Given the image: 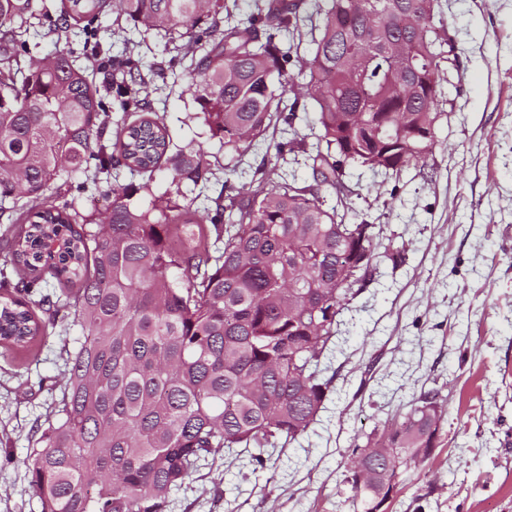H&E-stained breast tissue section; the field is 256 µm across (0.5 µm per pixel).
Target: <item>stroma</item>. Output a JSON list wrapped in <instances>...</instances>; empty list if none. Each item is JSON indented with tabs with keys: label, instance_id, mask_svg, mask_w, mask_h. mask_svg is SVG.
<instances>
[{
	"label": "stroma",
	"instance_id": "obj_1",
	"mask_svg": "<svg viewBox=\"0 0 512 512\" xmlns=\"http://www.w3.org/2000/svg\"><path fill=\"white\" fill-rule=\"evenodd\" d=\"M460 79L445 87L442 148L425 168L384 178L348 170L355 209L403 252L384 262L341 317L333 395L308 436L270 450L263 471L230 454L175 489L167 512H349L343 483L355 435L405 413L421 388L448 413L434 455L405 474L390 512H512V0H441ZM150 98L173 142L224 151L191 94L172 83L173 45L142 34ZM0 348V512H41L28 448L45 423L64 348Z\"/></svg>",
	"mask_w": 512,
	"mask_h": 512
}]
</instances>
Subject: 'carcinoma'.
<instances>
[{"label":"carcinoma","instance_id":"obj_1","mask_svg":"<svg viewBox=\"0 0 512 512\" xmlns=\"http://www.w3.org/2000/svg\"><path fill=\"white\" fill-rule=\"evenodd\" d=\"M181 43L187 91L238 173L264 150L249 183L213 176L201 147L172 149L143 82V58L112 53L99 20ZM438 0H0V220L10 224L0 279V344L26 350L56 329H80L66 351L60 394L32 440L28 470L42 512H166L200 462L254 450L255 468L277 444L307 435L326 408L324 376L338 318L380 259L368 214L346 222L351 167L395 172L426 163L440 140L391 152L443 112L454 45L437 25ZM84 36L83 57L112 70L122 115L112 118L89 67L64 52L27 60L30 31ZM308 38L309 57L298 55ZM406 46L401 75L390 52ZM318 113L309 145L299 110ZM303 154L313 183L281 170ZM169 188L148 207L157 171ZM80 171L112 179L102 219L59 205L57 181ZM55 302L35 298L46 276ZM41 309L47 317L37 315ZM438 389L423 391L382 442L358 435L346 471L363 466L353 512H377L393 461L437 447Z\"/></svg>","mask_w":512,"mask_h":512}]
</instances>
